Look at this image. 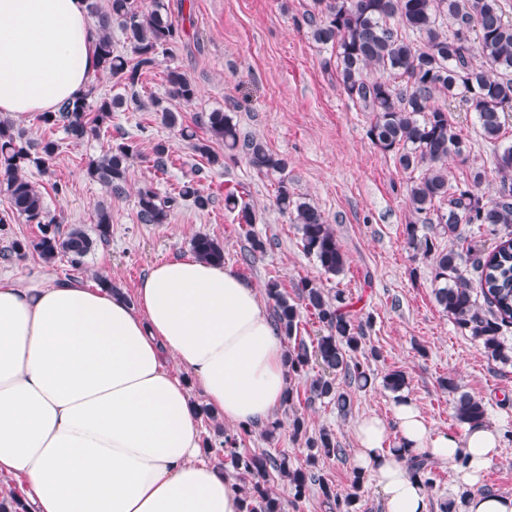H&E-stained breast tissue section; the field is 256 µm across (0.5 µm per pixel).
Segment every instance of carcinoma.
Wrapping results in <instances>:
<instances>
[{"label": "carcinoma", "instance_id": "obj_1", "mask_svg": "<svg viewBox=\"0 0 512 512\" xmlns=\"http://www.w3.org/2000/svg\"><path fill=\"white\" fill-rule=\"evenodd\" d=\"M86 2L88 12L97 19L100 71L110 74L123 92L102 96L92 87L83 96L63 102L57 111L40 114L39 121L50 132L60 131L74 142L107 131L114 112L150 108L163 125L176 127L178 117L163 99H145L140 94L144 75L183 39V30L172 20L166 0H149L143 9L135 6V0H110L106 10L99 0ZM306 22L313 40L335 51L337 83L362 111L371 114L370 140L392 154L403 171L417 173L407 189L412 219L406 224V234L414 249L433 256L436 304L460 331L482 345L488 357L512 364V343L503 336V328L512 324V144H498L505 114L512 112V19L507 0H313ZM114 29L128 42L131 56L115 50ZM372 70L377 76L369 75ZM167 83L170 100L191 102L198 94L190 76L176 67L167 70ZM455 111L475 113L484 139L492 146L493 164L500 175V185L492 196L483 190L487 172L482 165L473 166L469 176L460 181L452 184L448 180V158L466 161L470 157L468 146L448 120V113ZM195 126L205 129L207 137L201 139L196 132L180 128L193 152L206 158L208 165L222 167L224 156L211 146L222 142L228 156L241 155L258 172L276 178L275 204L297 225L304 253L314 257L326 274L337 276L344 271L347 257L322 211L288 189L285 158L273 153L264 141L242 133L221 109L200 113ZM60 147L56 138L31 139L24 129L0 120V187L11 204V213L1 215L0 224L17 217L39 226V236L13 241L9 255L23 257L34 252L50 262L63 254L72 267L79 268L96 243L108 241L112 216L109 206L98 205L93 238L80 226L63 230L49 214L27 172H47ZM139 158V143L127 139L89 159L85 173L109 194L120 196L130 168ZM149 163L155 171L166 173L172 164L170 145L156 142ZM182 201L204 210L212 197L193 178L164 194L146 184L137 194L138 220L166 224ZM224 208L235 214L239 225L249 227L250 250L244 262H254L266 250L264 241L250 230L256 212L234 191L224 195ZM461 224L494 235L503 230L506 238L489 252L481 241L471 239L467 254L472 259L467 270L462 267L460 252L437 245L438 237L455 233ZM191 248L200 259L224 264V247L207 234L196 235ZM470 270L477 276L485 309L473 297L467 276ZM266 294L273 301L274 324L284 336L298 335L303 308L313 311L324 324L326 335L310 345L301 339L287 351L288 376L300 377L312 364L321 365L323 372L310 379V396L327 398L339 412L346 413L349 394L337 389L336 376L364 388L370 373L365 363L355 359L362 348L363 325L349 310L344 291L338 289L331 296L315 281L303 279L293 297L276 281L267 284ZM383 385L398 393L406 386L405 375L393 370L384 376ZM441 386L457 393L453 409L458 422L469 426L484 423L482 401L458 391L450 377L443 379ZM305 446L304 467L293 466L285 454H245L235 435H224L222 448L208 445L206 449L215 451L218 468L229 465L242 478L243 512H286L287 504L267 486L271 469L288 482L294 504L313 484L330 512H358L362 473L355 474L352 491L341 497L325 478L312 472L320 460L342 453L333 433L323 429L307 438ZM406 464L412 477L427 489L433 487L435 461L409 454Z\"/></svg>", "mask_w": 512, "mask_h": 512}]
</instances>
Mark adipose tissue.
Returning a JSON list of instances; mask_svg holds the SVG:
<instances>
[{"mask_svg":"<svg viewBox=\"0 0 512 512\" xmlns=\"http://www.w3.org/2000/svg\"><path fill=\"white\" fill-rule=\"evenodd\" d=\"M97 70L85 0H0V115L55 111ZM136 298L39 266L0 279V477L25 481L28 512H239L238 483L200 457L190 392L225 423H267L288 391L282 337L252 285L194 256L153 266ZM396 418L395 450L380 417L355 427L356 464L384 512H428L405 454L473 485L502 451L486 424L435 433L408 401Z\"/></svg>","mask_w":512,"mask_h":512,"instance_id":"ef3b65f1","label":"adipose tissue"}]
</instances>
